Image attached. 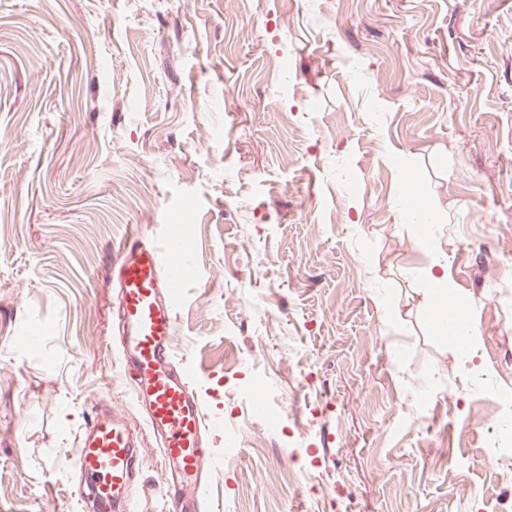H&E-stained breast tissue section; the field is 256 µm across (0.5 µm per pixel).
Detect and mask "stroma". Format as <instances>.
<instances>
[{
  "instance_id": "35a3bbf8",
  "label": "stroma",
  "mask_w": 512,
  "mask_h": 512,
  "mask_svg": "<svg viewBox=\"0 0 512 512\" xmlns=\"http://www.w3.org/2000/svg\"><path fill=\"white\" fill-rule=\"evenodd\" d=\"M403 173L512 393V0H0V512H78L95 404L145 427L112 341L136 225L191 242L206 512H496L512 457L411 306ZM141 483L160 512L149 435Z\"/></svg>"
}]
</instances>
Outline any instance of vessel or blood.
<instances>
[{"instance_id":"1","label":"vessel or blood","mask_w":512,"mask_h":512,"mask_svg":"<svg viewBox=\"0 0 512 512\" xmlns=\"http://www.w3.org/2000/svg\"><path fill=\"white\" fill-rule=\"evenodd\" d=\"M187 246L181 240L160 247L133 227L120 240L110 270L118 318L114 348L171 473L164 512H204L211 480L213 423L189 372L174 357L186 270L164 255ZM78 448L74 500L96 504L100 512H135L139 497L134 487L142 457L139 434L115 409L99 406L79 433Z\"/></svg>"}]
</instances>
